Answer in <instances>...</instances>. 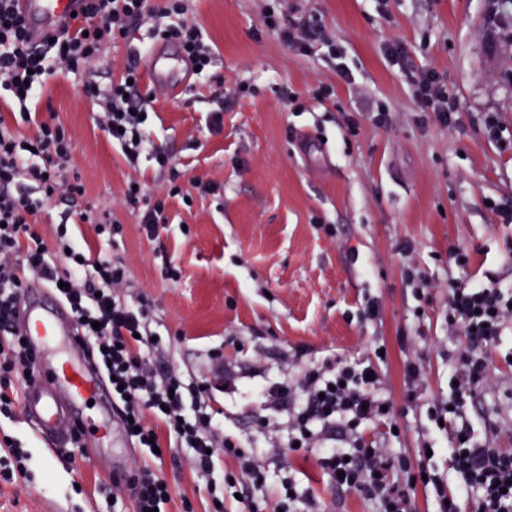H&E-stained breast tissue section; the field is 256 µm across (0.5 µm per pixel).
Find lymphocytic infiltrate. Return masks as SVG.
<instances>
[{"label":"lymphocytic infiltrate","instance_id":"lymphocytic-infiltrate-1","mask_svg":"<svg viewBox=\"0 0 512 512\" xmlns=\"http://www.w3.org/2000/svg\"><path fill=\"white\" fill-rule=\"evenodd\" d=\"M14 0H0V89L10 92L21 110L22 122L32 121L25 105L39 94L47 77L60 70L81 75L87 97L101 101L99 123L117 141L130 166L142 155L154 160L168 176L163 196L153 198L143 190L125 192L127 204L140 210V222L155 234L164 221L165 200L179 196L183 187L171 155L148 149L143 114L151 97L141 95V78L134 61H127L120 79L101 86L95 62L105 45L125 36L150 16L168 19L159 29L164 40L180 43L195 67L207 69L212 51L202 29L184 21L185 0H164L163 7L148 9L146 0H85L81 17L67 24L54 42L31 45L23 18ZM262 24L278 33L292 50L307 52L311 43L324 42L335 50L317 20L266 10ZM414 95L424 111L442 124L455 120L448 93L436 73L423 74L414 84ZM73 144L65 128L55 121L37 123L33 138L19 137L11 123L0 117V337L12 346L5 371H34L36 362L24 336L15 327L19 294L28 276H35L58 290L79 325V338L94 368L111 377L114 396L122 407L119 418L126 433L139 445L159 441L161 435L193 451V464L210 475L213 454L234 457L254 489L266 484L268 456L284 457L295 449L316 450L317 463L328 488L336 494L368 497L378 512H416L412 491L429 488L436 512H462L465 500H474L477 512H512V426H493L487 443L475 444L468 425L460 418L477 391L500 384L489 356L504 337L512 335V286L491 280L460 287L449 285L445 296L448 337L456 341L454 383L447 397L433 400L432 421L443 422L457 437L448 456V467L459 482L448 486L442 475L395 458L384 441L367 436L369 425L396 427V411L385 390L381 373L384 356L366 362L340 357L322 363L294 359L295 377L254 389L265 410L287 417V438L273 448L238 453L237 444L225 435L221 413L204 398L200 386L185 387L172 369L157 365L150 353L155 344L145 305L129 302L128 271L121 260L93 259L88 243L71 238L67 225L57 227L52 246H45L34 231V217L54 194L83 196L84 185L69 177L67 164ZM94 274H87V267ZM129 483L136 512H155L165 505L170 485L150 466L136 468Z\"/></svg>","mask_w":512,"mask_h":512}]
</instances>
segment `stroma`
Segmentation results:
<instances>
[{"instance_id":"35a3bbf8","label":"stroma","mask_w":512,"mask_h":512,"mask_svg":"<svg viewBox=\"0 0 512 512\" xmlns=\"http://www.w3.org/2000/svg\"><path fill=\"white\" fill-rule=\"evenodd\" d=\"M289 17H314L342 51L325 45L307 54L285 46L261 24L266 7ZM187 21L198 24L214 51L212 66L192 79L181 101L157 92L146 127L150 146L171 154L181 183L202 180L215 193L166 201L168 224L149 237L138 211L126 204L129 177L146 191L164 184L154 161L142 157L130 169L118 145L96 122L97 105L80 77L57 72L29 101L34 120L56 119L74 144L69 175L86 193L53 197L36 228L52 240L68 225L94 252L118 256L130 280L128 301L144 300L161 342L157 357L184 381L210 379L214 407L224 429L246 448L263 445L253 396L230 395L214 383L213 354L248 371L262 359L271 379H283V357L302 349L310 362L339 355L366 358L385 344L383 368L393 398L396 454L418 463L424 442L439 453L433 462L447 472L449 432L429 422L425 407L410 404L402 376L403 336L424 337L426 399L448 394L455 344L448 338L443 291L490 278L512 283V223L501 208L512 206V74L508 46L493 47L491 18L498 0H187ZM152 20L109 44L99 67L101 86L119 79L127 58L154 46ZM403 53L391 55L393 46ZM435 72L459 105L454 125L424 115L412 81ZM248 91L236 95L238 85ZM390 122L374 125L373 112ZM224 115L223 130H209L212 113ZM499 115L490 137L486 113ZM309 134L307 152L298 137ZM107 207L122 226L116 243L98 239L77 215L87 206ZM335 225L336 236L325 228ZM469 251V265L452 252ZM172 262L177 277L164 273ZM418 268L434 288L425 316L403 279ZM383 300L374 322L358 317L365 295ZM26 382L15 377L0 407V512H135L125 481L133 467L160 468L174 490L166 512H214L223 477L237 473L234 458L214 461L211 477L191 467L188 448L164 449L155 457L137 447L116 413L99 407L81 417L80 442L40 435L24 409ZM512 421V401L485 390L467 421L485 441L486 418ZM316 460L301 466L274 461L267 492L284 481L301 497L332 501L333 512H377L358 494L333 501L313 483Z\"/></svg>"}]
</instances>
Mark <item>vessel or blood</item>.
<instances>
[{
	"label": "vessel or blood",
	"instance_id": "b4317fda",
	"mask_svg": "<svg viewBox=\"0 0 512 512\" xmlns=\"http://www.w3.org/2000/svg\"><path fill=\"white\" fill-rule=\"evenodd\" d=\"M82 8L81 0L16 2L17 11L28 22L29 39L35 44L57 33ZM167 60L163 49L152 47L146 54L145 73L151 85L164 89L169 99L178 100L184 96L189 82L171 81ZM16 324L32 346L44 353V367L49 373L47 381L28 386L26 413L40 435L66 438L74 414L89 398L100 396V377L81 347L72 345L64 358L56 354L57 346L70 342L75 333L76 324L69 313L43 309L30 300L20 305Z\"/></svg>",
	"mask_w": 512,
	"mask_h": 512
}]
</instances>
